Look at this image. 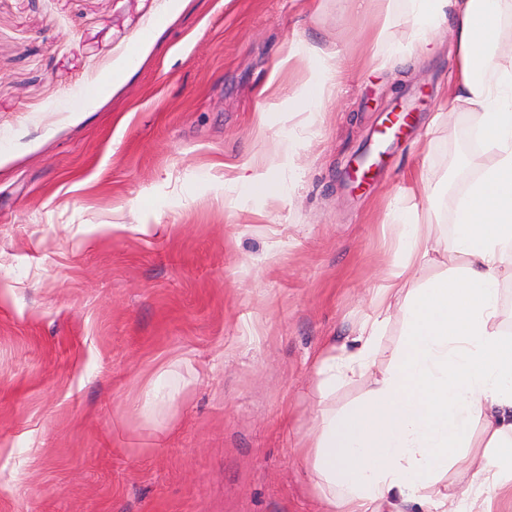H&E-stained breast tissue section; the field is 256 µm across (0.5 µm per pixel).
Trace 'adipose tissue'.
<instances>
[{
  "mask_svg": "<svg viewBox=\"0 0 512 512\" xmlns=\"http://www.w3.org/2000/svg\"><path fill=\"white\" fill-rule=\"evenodd\" d=\"M425 48L430 31L449 25L456 80L452 106L476 117L480 147L455 206L450 242L411 212L399 226L402 259L377 290L350 355L326 345L314 368L321 394L359 377L355 404H320L302 450L318 489V512H495L512 505V332L502 319L503 285L512 281V55L496 52L512 0H396ZM317 63L303 84L273 88L294 112H317L354 62L340 47L295 43L289 57ZM453 266L422 283L418 271L440 253ZM404 341L387 369L373 355L392 306ZM466 463L468 480H448Z\"/></svg>",
  "mask_w": 512,
  "mask_h": 512,
  "instance_id": "adipose-tissue-1",
  "label": "adipose tissue"
}]
</instances>
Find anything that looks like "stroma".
Returning <instances> with one entry per match:
<instances>
[{
    "mask_svg": "<svg viewBox=\"0 0 512 512\" xmlns=\"http://www.w3.org/2000/svg\"><path fill=\"white\" fill-rule=\"evenodd\" d=\"M384 10L320 0H0V512H316L297 450L314 358L349 342L401 259L395 203L438 232L477 150L449 111L447 30L362 65L318 112L259 98L291 42L364 41ZM413 113L380 142L390 112ZM275 199L233 182L272 141ZM385 156L364 187L350 168ZM176 400L135 411L160 366Z\"/></svg>",
    "mask_w": 512,
    "mask_h": 512,
    "instance_id": "35a3bbf8",
    "label": "stroma"
}]
</instances>
